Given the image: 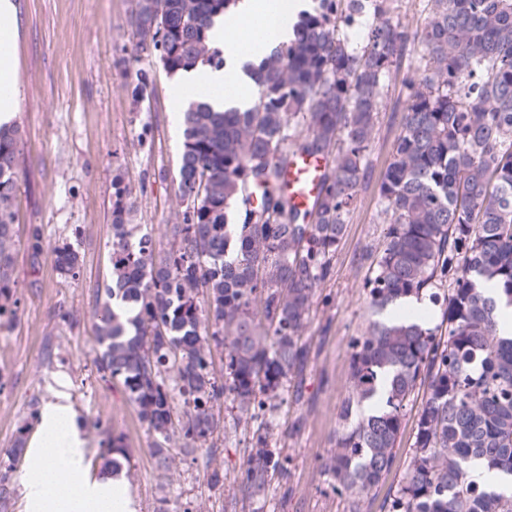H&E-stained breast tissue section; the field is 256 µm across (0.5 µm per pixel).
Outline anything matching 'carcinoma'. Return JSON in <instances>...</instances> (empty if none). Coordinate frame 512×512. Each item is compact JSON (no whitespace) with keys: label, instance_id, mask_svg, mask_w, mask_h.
Masks as SVG:
<instances>
[{"label":"carcinoma","instance_id":"carcinoma-1","mask_svg":"<svg viewBox=\"0 0 512 512\" xmlns=\"http://www.w3.org/2000/svg\"><path fill=\"white\" fill-rule=\"evenodd\" d=\"M395 0H314L293 37L256 68L244 111L206 103L183 112L176 182L185 207L168 226L172 248L128 223L129 192L112 207L110 279L95 309L99 378L119 382L153 433L152 453L169 470L173 436L207 441L220 430L221 400L235 427L257 423L240 481L250 499L291 478L272 448L269 419L288 376L302 398L310 347L302 341L317 288L334 275L338 242L366 183L370 147L388 85L408 43L417 76L406 84L400 132L378 188L384 243L367 277L370 305L388 315L353 338L340 416L328 452L332 488L360 512L388 474L407 407L425 404L386 512H512V0H425L423 26L392 17ZM236 0H134V57L157 56L168 74L219 68L214 17ZM19 129L0 124V327L18 308L11 277ZM328 161L311 212L288 203L281 175L298 155ZM33 272L44 252L31 228ZM55 263L76 274L69 246ZM493 283L494 291L486 288ZM263 299L262 318L251 312ZM420 304L407 313L405 302ZM429 302L441 305L431 324ZM221 355L224 381L215 376ZM95 465L118 475L127 449L104 430ZM21 449L0 459V502Z\"/></svg>","mask_w":512,"mask_h":512}]
</instances>
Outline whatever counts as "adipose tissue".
Segmentation results:
<instances>
[{"label":"adipose tissue","instance_id":"1","mask_svg":"<svg viewBox=\"0 0 512 512\" xmlns=\"http://www.w3.org/2000/svg\"><path fill=\"white\" fill-rule=\"evenodd\" d=\"M235 11L245 19L262 17L263 36L254 42L250 56L242 57L233 30L222 19H215L209 37L223 50L224 65L178 71L170 80L176 104L194 98L218 111L250 105L246 91L255 81L246 64H260L276 46L288 41L291 29L287 22L273 20L270 0H238ZM36 418V429L24 452V512H132L123 481L107 473L95 476L89 472L86 441L65 394L46 402Z\"/></svg>","mask_w":512,"mask_h":512}]
</instances>
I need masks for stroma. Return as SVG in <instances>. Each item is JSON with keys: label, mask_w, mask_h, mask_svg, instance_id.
Instances as JSON below:
<instances>
[{"label": "stroma", "mask_w": 512, "mask_h": 512, "mask_svg": "<svg viewBox=\"0 0 512 512\" xmlns=\"http://www.w3.org/2000/svg\"><path fill=\"white\" fill-rule=\"evenodd\" d=\"M7 26L17 93L13 120L20 128L12 278L20 299L10 327L0 329V456L13 448L33 404L66 393L82 423L86 456L94 458L100 434L90 421H110L129 451L128 494L135 512H350L322 464L343 429L340 407L349 380L350 343L372 320L364 281L368 250H379L386 227L377 216L378 183L399 132L405 83L417 73L408 45L387 79L370 154L368 183L333 260V278L318 288L304 338L311 347L301 400L285 397L274 416L277 446L290 457L288 485H271L266 501L246 498L239 486L212 488L201 453L170 452V483H163L153 443L121 386L100 381L92 329L97 290L110 273L112 198L129 187L131 223L147 230L157 252L170 250L167 225L181 218L175 174L183 149L182 110L168 92L170 76L158 58L130 54L128 18L133 0H13ZM154 83L149 105L136 102L140 73ZM40 226L46 254L32 275L26 248ZM80 256L76 277L61 275L55 247ZM417 407H410L391 472L360 501V512H383L413 443ZM225 471L243 470L251 436L225 419L214 440Z\"/></svg>", "instance_id": "1"}]
</instances>
